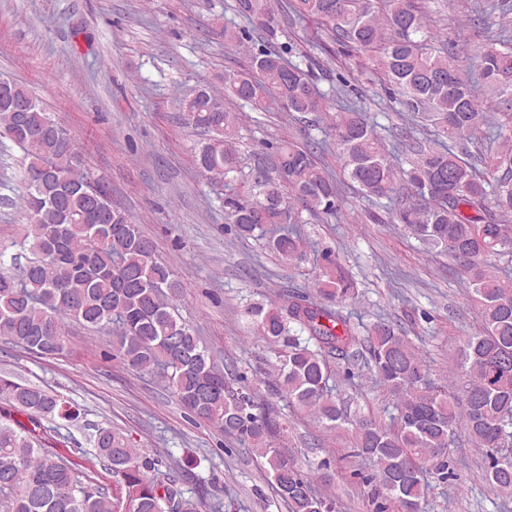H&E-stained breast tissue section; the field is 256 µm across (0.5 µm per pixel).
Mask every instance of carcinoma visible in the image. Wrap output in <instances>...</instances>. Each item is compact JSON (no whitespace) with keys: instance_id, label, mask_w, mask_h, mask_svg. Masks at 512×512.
Returning <instances> with one entry per match:
<instances>
[{"instance_id":"carcinoma-1","label":"carcinoma","mask_w":512,"mask_h":512,"mask_svg":"<svg viewBox=\"0 0 512 512\" xmlns=\"http://www.w3.org/2000/svg\"><path fill=\"white\" fill-rule=\"evenodd\" d=\"M288 24L313 21L344 49L356 70L368 73L407 111L420 115L440 142L417 147L403 172L418 202L398 216L428 245L463 268L481 326L464 340L459 392L432 386L430 367L405 331L386 321L358 333L343 302L352 283L335 252H318L313 288L282 292L251 315L277 347L276 391L334 431L344 412L330 393L331 361H350L362 347L376 380L394 398L391 423L364 417L352 424L353 455L369 460L371 474L355 471L370 487L372 512H423L428 478L453 475L448 437L458 427L489 458L488 479L512 496V277L488 263L512 253V35L501 31L476 57L481 79L499 118L489 124L499 141L490 156L469 150L486 113L448 51L424 38L419 0H291ZM235 11L273 44L281 22L271 0H236ZM268 48L250 56L248 68L224 73V93L198 88L179 97L184 119L207 134L196 156L202 177L223 178L233 190L224 200L228 223L240 236L263 228L262 214L281 210L291 227L278 228L266 245L284 267L306 260L298 228L301 212L334 215L341 209L336 179L315 161L324 142L284 141L274 162L261 155L247 174L239 169L235 139L246 104L275 103L300 116L336 110L338 159L349 180L370 198L396 201L397 171L385 139L355 101L322 91L313 80L312 56L287 61ZM29 103L26 112L13 103ZM0 137L25 155L20 201L29 230L20 247L26 262L0 254V339L28 353L51 357L71 343L69 325L112 336V358L139 372H157L170 393L204 419L266 460L277 495L289 512H333L313 478L273 447L277 423L247 387L233 388L195 330L177 312L182 284L155 242L131 217L112 208L107 189L80 171L70 131L16 81L0 93ZM79 418L64 397L26 381L0 377V512H199L202 499L159 470L158 460L122 433L99 427L90 437L96 457L115 478L108 488L77 462L46 444V424L57 430Z\"/></svg>"}]
</instances>
